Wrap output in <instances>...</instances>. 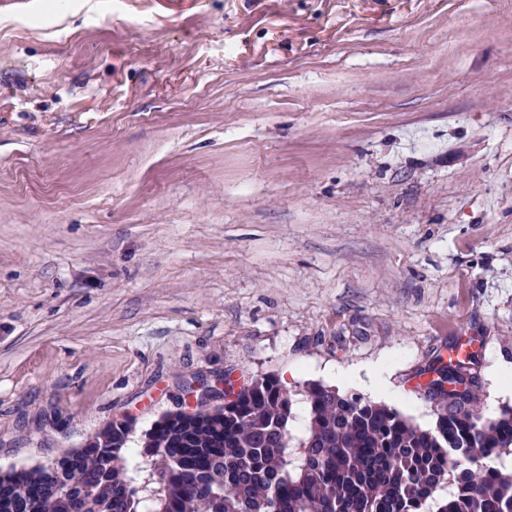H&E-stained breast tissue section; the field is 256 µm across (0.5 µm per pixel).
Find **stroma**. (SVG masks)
Here are the masks:
<instances>
[{
    "label": "stroma",
    "instance_id": "1",
    "mask_svg": "<svg viewBox=\"0 0 512 512\" xmlns=\"http://www.w3.org/2000/svg\"><path fill=\"white\" fill-rule=\"evenodd\" d=\"M458 347L512 407V0H0V469Z\"/></svg>",
    "mask_w": 512,
    "mask_h": 512
}]
</instances>
